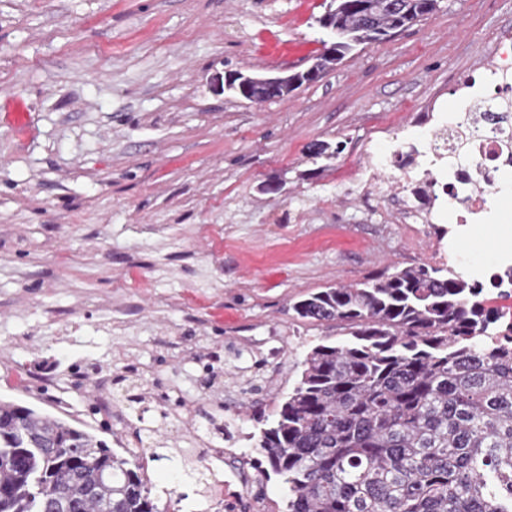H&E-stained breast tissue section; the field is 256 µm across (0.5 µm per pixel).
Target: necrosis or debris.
<instances>
[{"mask_svg": "<svg viewBox=\"0 0 512 512\" xmlns=\"http://www.w3.org/2000/svg\"><path fill=\"white\" fill-rule=\"evenodd\" d=\"M398 148L369 156L377 192L396 188L418 212L453 210L459 225L488 218L512 188V51L471 78L452 112L392 126Z\"/></svg>", "mask_w": 512, "mask_h": 512, "instance_id": "necrosis-or-debris-1", "label": "necrosis or debris"}]
</instances>
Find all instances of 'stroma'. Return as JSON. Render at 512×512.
Masks as SVG:
<instances>
[{"mask_svg": "<svg viewBox=\"0 0 512 512\" xmlns=\"http://www.w3.org/2000/svg\"><path fill=\"white\" fill-rule=\"evenodd\" d=\"M330 0H0V398L92 422L100 377L219 411L223 497L180 461L149 463L161 512H285L262 472L255 411L272 414L309 348L346 336L292 306L380 270L433 263L438 227L464 272L506 250L479 224L405 223L362 166L414 112H451L461 78L512 40V0H441L396 36L285 97L255 104L230 71L306 70ZM299 62H272L279 51ZM20 97L31 134L17 140ZM325 140L330 162L307 157Z\"/></svg>", "mask_w": 512, "mask_h": 512, "instance_id": "obj_1", "label": "stroma"}]
</instances>
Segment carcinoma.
Segmentation results:
<instances>
[{
	"instance_id": "cac0c4a2",
	"label": "carcinoma",
	"mask_w": 512,
	"mask_h": 512,
	"mask_svg": "<svg viewBox=\"0 0 512 512\" xmlns=\"http://www.w3.org/2000/svg\"><path fill=\"white\" fill-rule=\"evenodd\" d=\"M439 0H331L325 74L356 47L433 15ZM339 148L309 146L314 159ZM443 266L382 272L296 302L341 342L306 354L256 447L287 512H512V320ZM139 410L152 400L134 386ZM0 512H160L147 470L82 426L0 399Z\"/></svg>"
}]
</instances>
